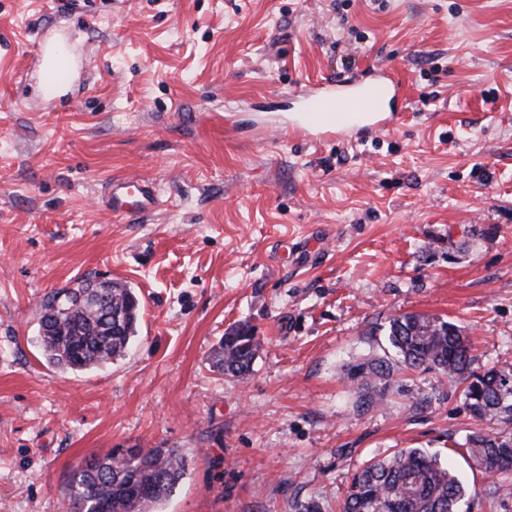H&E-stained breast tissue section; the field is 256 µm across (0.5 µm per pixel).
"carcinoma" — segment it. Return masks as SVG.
Returning <instances> with one entry per match:
<instances>
[{
  "instance_id": "obj_1",
  "label": "carcinoma",
  "mask_w": 512,
  "mask_h": 512,
  "mask_svg": "<svg viewBox=\"0 0 512 512\" xmlns=\"http://www.w3.org/2000/svg\"><path fill=\"white\" fill-rule=\"evenodd\" d=\"M93 288L85 279L75 288L52 291L42 301L39 342L47 360L63 369H98L125 356L137 336L140 301L126 284L111 285L109 313L118 328L88 305ZM388 338L406 369L434 370L461 385L464 403L482 427L466 437L473 462L494 475L488 495L512 480V370H472L470 343L457 324L438 317L404 313L391 317ZM258 348L247 326L228 333L214 349L212 367L239 377L251 368ZM391 360L352 365L349 378L362 386L388 377ZM69 482L67 512H93L105 502L110 512H156L185 474L183 457L173 448H140L90 459ZM469 498L464 482L422 448H403L373 460L354 474L341 512H462Z\"/></svg>"
}]
</instances>
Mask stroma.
<instances>
[{
    "label": "stroma",
    "instance_id": "stroma-1",
    "mask_svg": "<svg viewBox=\"0 0 512 512\" xmlns=\"http://www.w3.org/2000/svg\"><path fill=\"white\" fill-rule=\"evenodd\" d=\"M0 0V507L65 512L68 478L115 448L179 449L160 512H338L353 475L438 454L469 512H512L432 370L361 388L390 317L453 321L474 369H512V0ZM69 78L45 93L34 52ZM392 69L388 129L311 139L300 93ZM160 204L127 219L106 184ZM120 279L141 304L127 355L50 366L40 303ZM260 347L213 372L225 334ZM108 204L116 216L133 215L153 210L159 204L156 187L147 180L120 178L107 189ZM134 201H131V199ZM134 206V210L131 208ZM258 348L256 336L248 326L228 333L214 349L212 367L218 373L239 377L249 372Z\"/></svg>",
    "mask_w": 512,
    "mask_h": 512
}]
</instances>
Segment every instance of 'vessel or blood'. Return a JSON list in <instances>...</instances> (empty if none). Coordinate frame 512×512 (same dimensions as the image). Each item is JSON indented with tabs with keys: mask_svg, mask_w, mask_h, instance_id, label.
<instances>
[{
	"mask_svg": "<svg viewBox=\"0 0 512 512\" xmlns=\"http://www.w3.org/2000/svg\"><path fill=\"white\" fill-rule=\"evenodd\" d=\"M397 88V83L387 76L359 88L320 86L308 90L303 96L306 103L304 126L314 131H332L336 128L337 113L359 112L371 118L375 128L386 127L391 121L386 101L396 96ZM107 197L113 214L117 216H126L134 211L145 213L159 204L156 187L138 178L112 181Z\"/></svg>",
	"mask_w": 512,
	"mask_h": 512,
	"instance_id": "b4317fda",
	"label": "vessel or blood"
}]
</instances>
